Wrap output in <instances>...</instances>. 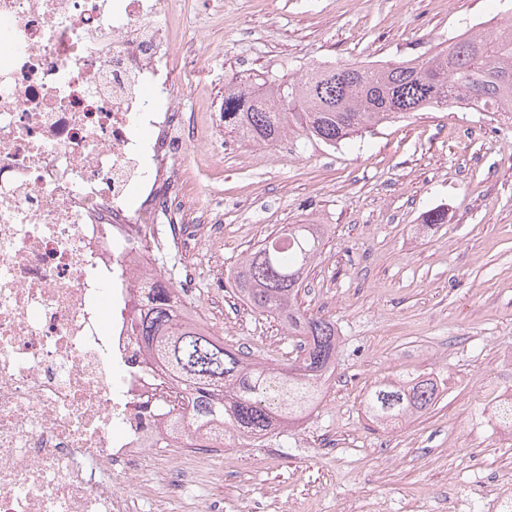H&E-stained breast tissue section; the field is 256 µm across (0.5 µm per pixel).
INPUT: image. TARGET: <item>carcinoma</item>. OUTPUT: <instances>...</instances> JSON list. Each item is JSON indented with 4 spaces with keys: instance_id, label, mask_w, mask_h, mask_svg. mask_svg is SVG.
I'll return each instance as SVG.
<instances>
[{
    "instance_id": "cac0c4a2",
    "label": "carcinoma",
    "mask_w": 512,
    "mask_h": 512,
    "mask_svg": "<svg viewBox=\"0 0 512 512\" xmlns=\"http://www.w3.org/2000/svg\"><path fill=\"white\" fill-rule=\"evenodd\" d=\"M467 106L512 116V33L448 39L431 56L377 65H319L260 83L224 86V128L236 136L276 144L294 130L335 146L412 112ZM319 224H283L242 259L239 296L254 311L279 321L299 338L296 356L276 371L249 360L191 322L180 321L175 286L167 278L146 288L138 335L153 359L179 379L195 423L221 419L241 436H264L306 414L320 399L334 368L339 337L331 320L301 308L304 276L319 253ZM442 386L411 376L372 386L366 412L396 421L434 406Z\"/></svg>"
}]
</instances>
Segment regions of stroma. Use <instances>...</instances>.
<instances>
[{
    "instance_id": "1",
    "label": "stroma",
    "mask_w": 512,
    "mask_h": 512,
    "mask_svg": "<svg viewBox=\"0 0 512 512\" xmlns=\"http://www.w3.org/2000/svg\"><path fill=\"white\" fill-rule=\"evenodd\" d=\"M512 0H182L177 46L197 44L207 72L177 89L197 146L180 158L184 191L224 228L222 247L164 248L179 280L211 264L224 284L193 307L227 346L285 367L295 341L233 292L242 258L282 224H320L322 249L299 297L335 322V370L321 403L283 434L250 439L200 490L223 512H489L476 486L512 484V447L493 431L482 388L512 386V120L433 108L328 147L299 134L277 145L225 133L213 112L232 76L266 78L313 65L426 57ZM252 205L241 206L242 197ZM432 208L447 224L421 226ZM415 371L444 379L423 414L373 421L364 393Z\"/></svg>"
}]
</instances>
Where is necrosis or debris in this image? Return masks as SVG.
<instances>
[{"instance_id": "obj_1", "label": "necrosis or debris", "mask_w": 512, "mask_h": 512, "mask_svg": "<svg viewBox=\"0 0 512 512\" xmlns=\"http://www.w3.org/2000/svg\"><path fill=\"white\" fill-rule=\"evenodd\" d=\"M180 0H0V512H218L231 428L192 426L133 331L194 141L170 99Z\"/></svg>"}]
</instances>
